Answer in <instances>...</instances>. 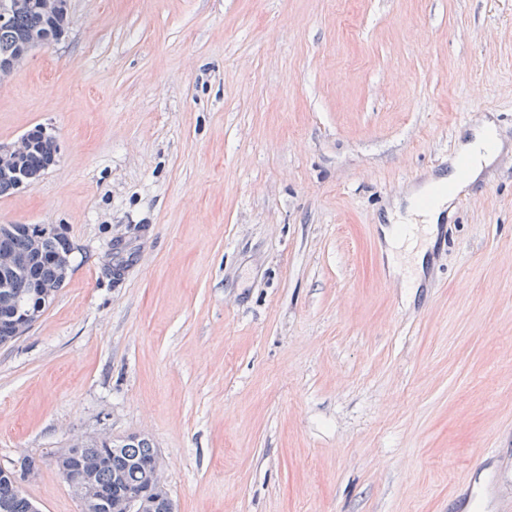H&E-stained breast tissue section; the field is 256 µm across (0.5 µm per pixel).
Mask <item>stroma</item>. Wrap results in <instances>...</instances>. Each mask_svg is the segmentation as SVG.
Returning <instances> with one entry per match:
<instances>
[{"mask_svg": "<svg viewBox=\"0 0 512 512\" xmlns=\"http://www.w3.org/2000/svg\"><path fill=\"white\" fill-rule=\"evenodd\" d=\"M481 119L506 153L402 287L387 210ZM38 125L56 163L0 224L73 251L0 345V468L39 461L40 512H83L72 437L132 433L176 512L512 500V0H68L0 76V142Z\"/></svg>", "mask_w": 512, "mask_h": 512, "instance_id": "stroma-1", "label": "stroma"}]
</instances>
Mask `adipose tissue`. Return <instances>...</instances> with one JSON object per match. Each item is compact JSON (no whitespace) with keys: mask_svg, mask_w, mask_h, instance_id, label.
I'll list each match as a JSON object with an SVG mask.
<instances>
[{"mask_svg":"<svg viewBox=\"0 0 512 512\" xmlns=\"http://www.w3.org/2000/svg\"><path fill=\"white\" fill-rule=\"evenodd\" d=\"M503 151L492 122L486 121L474 130L472 138L463 143L459 157L451 164L448 174L449 193L440 195L434 206L426 212H418L417 201L420 196L436 186L437 178H430L428 183L413 190L407 197L404 212H391L388 218L391 226L384 231L388 248L386 256L394 274H402L400 258L410 253L414 256L413 274L407 277V284H414L416 275L425 269L426 250L435 240L437 224L444 216L448 204L459 192L477 180L483 172L492 166Z\"/></svg>","mask_w":512,"mask_h":512,"instance_id":"1","label":"adipose tissue"}]
</instances>
